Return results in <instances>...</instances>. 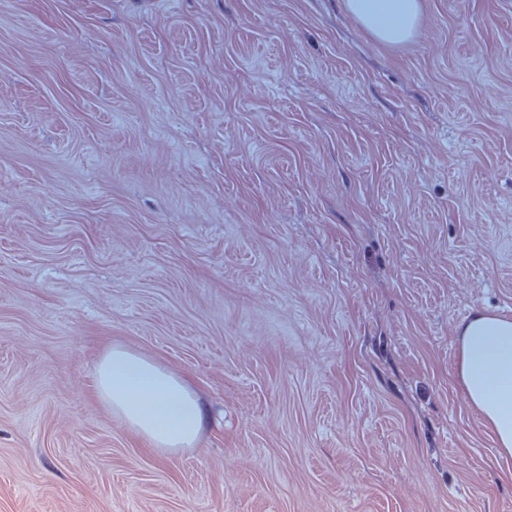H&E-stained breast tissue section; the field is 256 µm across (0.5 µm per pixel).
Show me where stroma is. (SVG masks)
<instances>
[{
	"instance_id": "stroma-1",
	"label": "stroma",
	"mask_w": 512,
	"mask_h": 512,
	"mask_svg": "<svg viewBox=\"0 0 512 512\" xmlns=\"http://www.w3.org/2000/svg\"><path fill=\"white\" fill-rule=\"evenodd\" d=\"M512 317V0H0V512H512L456 330ZM193 383L195 445L99 400ZM370 0H345L349 16L377 41L399 46L406 43L418 26L422 3L420 0H394L387 13H377ZM100 400L152 448H191L203 412L187 382L160 363L128 349L110 347L95 375Z\"/></svg>"
}]
</instances>
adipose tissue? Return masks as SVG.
Segmentation results:
<instances>
[{
  "label": "adipose tissue",
  "instance_id": "obj_1",
  "mask_svg": "<svg viewBox=\"0 0 512 512\" xmlns=\"http://www.w3.org/2000/svg\"><path fill=\"white\" fill-rule=\"evenodd\" d=\"M349 16L377 41L399 46L414 34L421 0H391L386 13L370 0H345ZM458 373L471 406L512 456V319L481 311L458 327ZM100 400L151 447L189 448L202 429L203 412L187 382L160 363L114 346L95 375Z\"/></svg>",
  "mask_w": 512,
  "mask_h": 512
}]
</instances>
